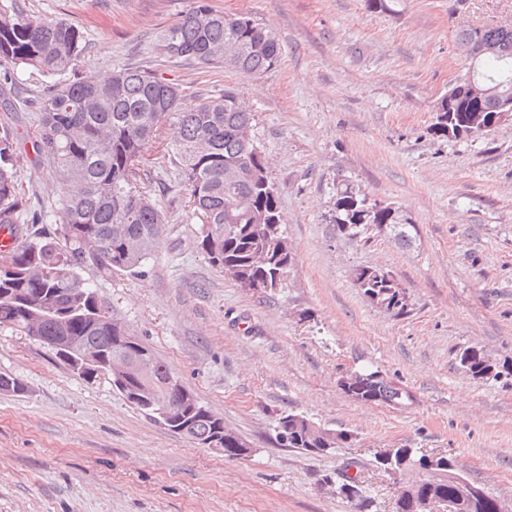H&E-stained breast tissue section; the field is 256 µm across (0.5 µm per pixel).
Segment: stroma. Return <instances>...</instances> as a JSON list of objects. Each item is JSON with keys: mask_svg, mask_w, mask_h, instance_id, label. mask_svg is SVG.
Segmentation results:
<instances>
[{"mask_svg": "<svg viewBox=\"0 0 512 512\" xmlns=\"http://www.w3.org/2000/svg\"><path fill=\"white\" fill-rule=\"evenodd\" d=\"M83 33L76 71L140 67L178 83L182 105L232 89L254 114L295 260L280 288H239L198 245L199 221L161 127L145 167L165 236L138 273L84 270L100 300L182 385L252 448L228 458L135 409L109 380L85 381L43 344L0 328V512H353L322 475L359 462L374 512H394L399 486L374 466L385 448L452 456L461 474L512 506V374L475 378L462 353L512 361V119L489 134L448 140L431 129L461 72L454 31L512 24V0H208L276 35L279 63L259 76L168 58L161 32L192 0H0ZM50 81L15 71L0 92V126L24 155L17 176L48 233L60 188L32 142L28 97ZM347 179L417 228L411 245L368 231L349 240L329 217ZM390 271L410 312L394 317L356 288L351 271ZM378 370L411 395L365 403L340 380ZM353 433L351 446L313 454L281 446V414Z\"/></svg>", "mask_w": 512, "mask_h": 512, "instance_id": "obj_1", "label": "stroma"}]
</instances>
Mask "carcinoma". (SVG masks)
<instances>
[{"mask_svg": "<svg viewBox=\"0 0 512 512\" xmlns=\"http://www.w3.org/2000/svg\"><path fill=\"white\" fill-rule=\"evenodd\" d=\"M455 44L465 61L462 75L474 72L486 86L512 91V25L462 27ZM238 52V70L261 75L280 61L275 36L244 15L213 10L207 0H193L189 9L161 33L159 46L174 59L202 65L224 60V46ZM484 46L493 51L481 52ZM83 34L63 20L35 17L10 5L0 8V65L21 67L54 81L53 90L34 102L39 112L34 152L52 161L61 187L60 224L52 233L20 239L21 220L37 223L19 191L17 167L23 160L14 134L0 131V228L12 239L0 245V328H9L41 343L71 336L100 356V367L82 376L96 380L106 366L145 356L141 377L129 382V394L144 385L157 404L144 410L169 430L180 432L182 405L169 388L171 372L142 342L122 339L124 324L98 298L81 271L93 267L105 275L132 273L154 253L165 233V217L143 187L148 178L145 153L163 126L171 130L168 152L179 163L181 182L201 221L199 245L208 260L247 291H272L281 285L293 261L282 226L279 195L265 157L254 139L253 114L239 105L230 90L205 97L192 109L181 108L178 84L147 69L121 67L102 80L94 75L69 77L83 51ZM436 110L432 130L448 137V124L468 118ZM234 177L227 178V173ZM331 221L336 235L354 239L368 226L387 230L402 245L410 244L416 228L392 206L370 202L346 180L338 182ZM353 278L360 287L395 304L392 315L408 314L405 289L390 272L378 275L358 267ZM461 366L474 378L487 376L483 351L463 352ZM369 403L401 405L410 398L380 371L353 372L345 390ZM195 440L205 444L224 433V456L241 458L238 435L205 405L196 404L189 418ZM405 472L421 470L431 454L398 448ZM351 465L325 475L320 485L336 480L338 492L354 482ZM444 471L417 480V494L439 503L452 500Z\"/></svg>", "mask_w": 512, "mask_h": 512, "instance_id": "cac0c4a2", "label": "carcinoma"}]
</instances>
